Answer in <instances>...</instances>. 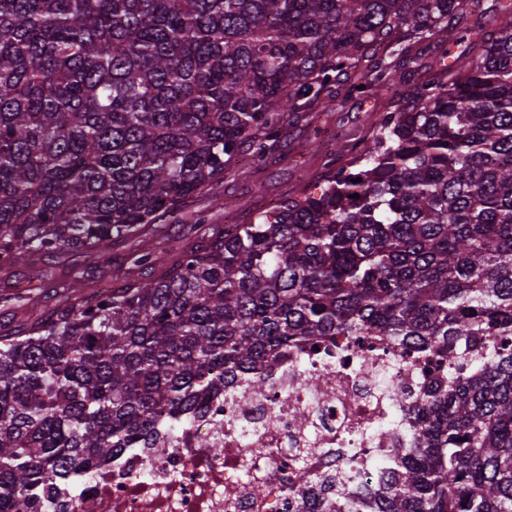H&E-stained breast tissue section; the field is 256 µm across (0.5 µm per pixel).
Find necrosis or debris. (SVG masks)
Wrapping results in <instances>:
<instances>
[{"mask_svg": "<svg viewBox=\"0 0 512 512\" xmlns=\"http://www.w3.org/2000/svg\"><path fill=\"white\" fill-rule=\"evenodd\" d=\"M310 373L323 374L319 391ZM265 374L263 395L239 388L187 428H158L155 447L123 449L60 486L53 512H288L309 496L288 486L300 449L313 451L310 475L345 468L356 484L376 481L399 445L385 427L411 434L404 412L430 380L424 354L370 336L340 351L288 349Z\"/></svg>", "mask_w": 512, "mask_h": 512, "instance_id": "1", "label": "necrosis or debris"}]
</instances>
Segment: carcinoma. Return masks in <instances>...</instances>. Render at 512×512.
Here are the masks:
<instances>
[{
    "mask_svg": "<svg viewBox=\"0 0 512 512\" xmlns=\"http://www.w3.org/2000/svg\"><path fill=\"white\" fill-rule=\"evenodd\" d=\"M469 0H0V272L162 232L218 192L243 144L381 90L414 44L464 46L317 192L247 224L191 217L187 248L137 249L122 282L0 335V512L183 428L282 349L381 336L431 355L412 446L334 512H512V26L478 42ZM359 182H353V179ZM357 198H351V195ZM151 267L157 275L140 278ZM495 337L470 371L461 338Z\"/></svg>",
    "mask_w": 512,
    "mask_h": 512,
    "instance_id": "1",
    "label": "carcinoma"
}]
</instances>
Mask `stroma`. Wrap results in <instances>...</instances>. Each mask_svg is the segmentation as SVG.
Masks as SVG:
<instances>
[{"instance_id": "1", "label": "stroma", "mask_w": 512, "mask_h": 512, "mask_svg": "<svg viewBox=\"0 0 512 512\" xmlns=\"http://www.w3.org/2000/svg\"><path fill=\"white\" fill-rule=\"evenodd\" d=\"M390 107L388 96L383 94L369 99H341L331 110L313 113L308 120L290 124L285 136L270 148L261 167H253L247 158H240L233 169L226 171L219 190L228 199L254 201L262 208L308 191L320 183L326 162L337 157L338 142L354 143L368 136L367 111H384ZM195 240L189 221L183 219L167 224L164 236L148 234L132 241L116 242L108 265L91 252L63 250L41 256L40 266L55 274L54 280L44 284V301L50 307L57 305L60 298L57 283L68 279L74 271H86L90 286L112 285L123 278L127 258L134 249L143 246L168 249L188 246Z\"/></svg>"}]
</instances>
